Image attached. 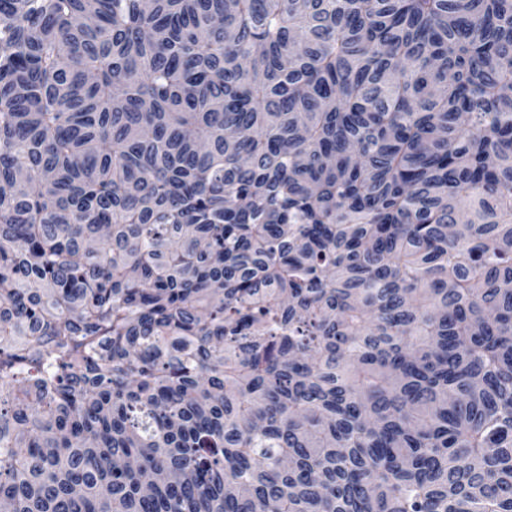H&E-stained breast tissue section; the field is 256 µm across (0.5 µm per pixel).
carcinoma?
<instances>
[{
	"instance_id": "carcinoma-1",
	"label": "carcinoma",
	"mask_w": 512,
	"mask_h": 512,
	"mask_svg": "<svg viewBox=\"0 0 512 512\" xmlns=\"http://www.w3.org/2000/svg\"><path fill=\"white\" fill-rule=\"evenodd\" d=\"M512 512V0H0V506Z\"/></svg>"
}]
</instances>
